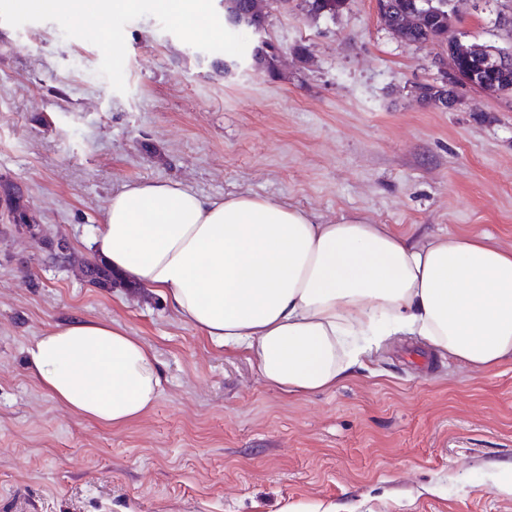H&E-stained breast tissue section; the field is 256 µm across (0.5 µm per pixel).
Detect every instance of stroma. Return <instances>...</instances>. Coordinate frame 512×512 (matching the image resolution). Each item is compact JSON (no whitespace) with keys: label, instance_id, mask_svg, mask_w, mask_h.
<instances>
[{"label":"stroma","instance_id":"stroma-1","mask_svg":"<svg viewBox=\"0 0 512 512\" xmlns=\"http://www.w3.org/2000/svg\"><path fill=\"white\" fill-rule=\"evenodd\" d=\"M264 36L280 77L225 74L253 37L219 17L188 30L152 0L104 22L0 0V185L39 226L15 231L0 204V512H512V360L477 370L386 336L296 399L158 294L86 277L112 194L154 181L512 247V98L421 102L437 49L396 40L375 0L277 13ZM75 315L155 353L163 392L139 419H86L30 376L27 345ZM347 0H300L297 7L306 12V15L314 18L320 16L336 17L346 6ZM327 11L322 12L324 9Z\"/></svg>","mask_w":512,"mask_h":512}]
</instances>
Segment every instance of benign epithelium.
I'll return each mask as SVG.
<instances>
[{
	"instance_id": "benign-epithelium-1",
	"label": "benign epithelium",
	"mask_w": 512,
	"mask_h": 512,
	"mask_svg": "<svg viewBox=\"0 0 512 512\" xmlns=\"http://www.w3.org/2000/svg\"><path fill=\"white\" fill-rule=\"evenodd\" d=\"M252 12L246 17H227L231 27L240 23L248 25L256 34L265 31V25L254 20L253 15L269 13L268 0H252ZM496 28L512 29V0H498L494 4ZM437 75L433 85L438 90L448 86L466 85L479 88L488 93L497 92L500 85L512 82V75L504 66L502 55L488 46L464 40V35L448 27V49L446 53L434 58Z\"/></svg>"
}]
</instances>
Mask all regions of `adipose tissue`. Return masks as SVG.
Returning a JSON list of instances; mask_svg holds the SVG:
<instances>
[{
	"label": "adipose tissue",
	"instance_id": "adipose-tissue-1",
	"mask_svg": "<svg viewBox=\"0 0 512 512\" xmlns=\"http://www.w3.org/2000/svg\"><path fill=\"white\" fill-rule=\"evenodd\" d=\"M22 5L104 20L134 0ZM92 248L288 396L334 389L375 336H417L480 369L512 359V248L484 233L418 238L356 215L321 222L268 197L154 182L113 194ZM25 354L55 401L103 425L141 417L163 390L151 348L112 322L51 325Z\"/></svg>",
	"mask_w": 512,
	"mask_h": 512
}]
</instances>
